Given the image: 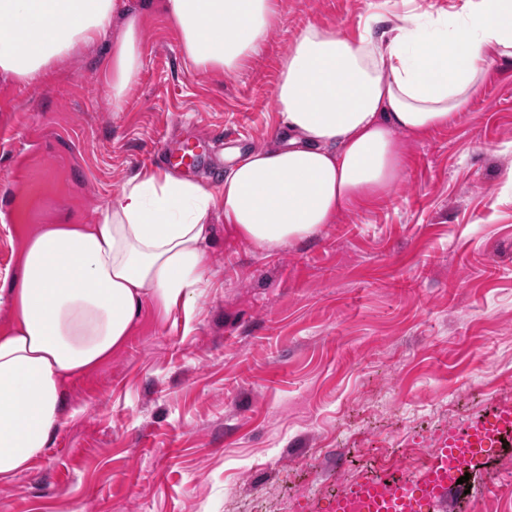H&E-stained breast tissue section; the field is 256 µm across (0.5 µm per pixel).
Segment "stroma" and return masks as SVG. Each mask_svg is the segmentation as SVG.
<instances>
[{
	"label": "stroma",
	"mask_w": 512,
	"mask_h": 512,
	"mask_svg": "<svg viewBox=\"0 0 512 512\" xmlns=\"http://www.w3.org/2000/svg\"><path fill=\"white\" fill-rule=\"evenodd\" d=\"M448 3L278 0L266 43L228 77L197 72L148 14L121 107L103 42L40 85L0 78V188L39 178L32 223L90 224L163 142L224 133L232 167L233 137L280 143L273 88L305 26L351 34L370 11ZM400 140L388 194L312 239L265 251L212 218L192 324L143 310L71 383L43 456L0 481V512H324L378 467L415 471L416 437L512 402V64L455 124ZM466 487L451 512H512V446Z\"/></svg>",
	"instance_id": "stroma-1"
}]
</instances>
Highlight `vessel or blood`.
Wrapping results in <instances>:
<instances>
[{"label": "vessel or blood", "mask_w": 512, "mask_h": 512, "mask_svg": "<svg viewBox=\"0 0 512 512\" xmlns=\"http://www.w3.org/2000/svg\"><path fill=\"white\" fill-rule=\"evenodd\" d=\"M161 155L190 168L206 162V154L196 142L163 147ZM509 426L512 410L501 407L484 420L450 429L441 447L427 449L422 470L392 478L364 475L331 498L327 512H446L448 490L457 475L492 455L499 431Z\"/></svg>", "instance_id": "obj_1"}]
</instances>
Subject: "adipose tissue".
Returning a JSON list of instances; mask_svg holds the SVG:
<instances>
[{
	"instance_id": "obj_1",
	"label": "adipose tissue",
	"mask_w": 512,
	"mask_h": 512,
	"mask_svg": "<svg viewBox=\"0 0 512 512\" xmlns=\"http://www.w3.org/2000/svg\"><path fill=\"white\" fill-rule=\"evenodd\" d=\"M159 12L183 56L212 76L250 63L276 0H0V76L40 84L81 48L110 39L112 103L143 69L142 18ZM512 62V0L366 15L357 32L310 24L273 90L284 142L240 158L219 191L152 168L123 182L92 224L24 228L0 305V479L27 470L65 417L67 381L120 350L150 305L192 318L206 282L212 216L260 248L320 233L384 195L402 163L397 133L453 123L493 64Z\"/></svg>"
}]
</instances>
